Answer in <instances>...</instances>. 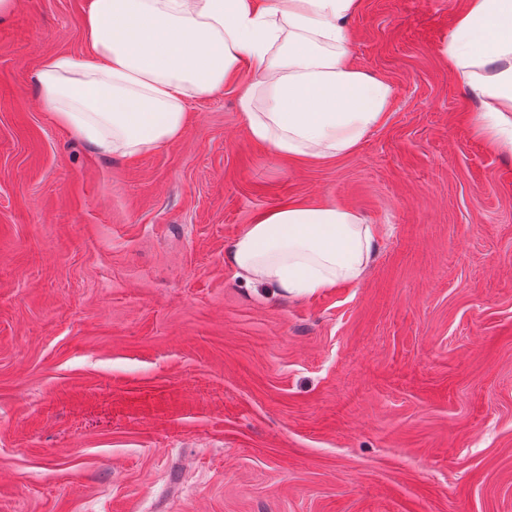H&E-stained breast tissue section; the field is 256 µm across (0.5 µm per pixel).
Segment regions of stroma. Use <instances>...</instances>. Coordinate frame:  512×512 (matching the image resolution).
I'll return each instance as SVG.
<instances>
[{"instance_id": "35a3bbf8", "label": "stroma", "mask_w": 512, "mask_h": 512, "mask_svg": "<svg viewBox=\"0 0 512 512\" xmlns=\"http://www.w3.org/2000/svg\"><path fill=\"white\" fill-rule=\"evenodd\" d=\"M85 4L0 19V512H512V153L438 52L463 0H361L348 59L394 97L325 162L253 140L231 83L100 157L34 81ZM309 199L376 225L362 281L237 276Z\"/></svg>"}]
</instances>
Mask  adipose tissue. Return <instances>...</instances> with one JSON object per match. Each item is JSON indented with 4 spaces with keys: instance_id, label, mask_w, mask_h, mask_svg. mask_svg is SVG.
<instances>
[{
    "instance_id": "1",
    "label": "adipose tissue",
    "mask_w": 512,
    "mask_h": 512,
    "mask_svg": "<svg viewBox=\"0 0 512 512\" xmlns=\"http://www.w3.org/2000/svg\"><path fill=\"white\" fill-rule=\"evenodd\" d=\"M361 0H87L86 55L44 58L47 110L104 157L179 137L189 99L242 70L251 138L288 157L332 159L381 125L392 85L349 62L345 24ZM440 54L480 103L479 134L512 151V0H464ZM376 231L355 212L309 200L265 212L227 262L247 281L307 295L359 283Z\"/></svg>"
}]
</instances>
